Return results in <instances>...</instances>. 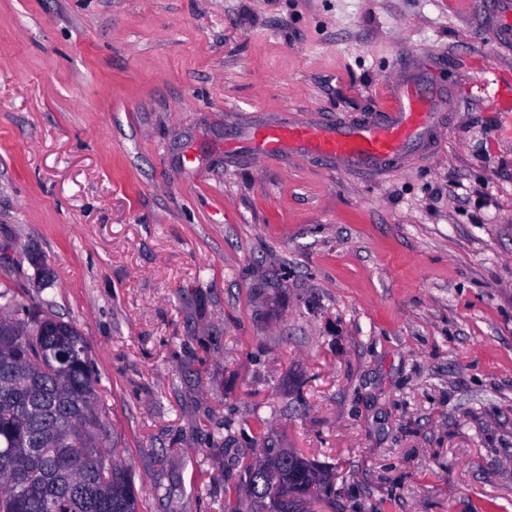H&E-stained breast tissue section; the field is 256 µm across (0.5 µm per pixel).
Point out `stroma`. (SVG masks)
Masks as SVG:
<instances>
[{
    "instance_id": "stroma-1",
    "label": "stroma",
    "mask_w": 512,
    "mask_h": 512,
    "mask_svg": "<svg viewBox=\"0 0 512 512\" xmlns=\"http://www.w3.org/2000/svg\"><path fill=\"white\" fill-rule=\"evenodd\" d=\"M502 0H0V290L74 323L141 512H219L249 418L318 512H512ZM446 102L378 175L251 132Z\"/></svg>"
}]
</instances>
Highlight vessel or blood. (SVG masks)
Segmentation results:
<instances>
[{"instance_id": "b4317fda", "label": "vessel or blood", "mask_w": 512, "mask_h": 512, "mask_svg": "<svg viewBox=\"0 0 512 512\" xmlns=\"http://www.w3.org/2000/svg\"><path fill=\"white\" fill-rule=\"evenodd\" d=\"M441 107L439 100L406 84L393 91L382 115L330 131L291 118L255 129L253 138L268 154L289 144L309 155L332 158L343 167L379 168L405 152Z\"/></svg>"}]
</instances>
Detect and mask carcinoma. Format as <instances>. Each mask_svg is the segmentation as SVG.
Returning <instances> with one entry per match:
<instances>
[{
	"instance_id": "1",
	"label": "carcinoma",
	"mask_w": 512,
	"mask_h": 512,
	"mask_svg": "<svg viewBox=\"0 0 512 512\" xmlns=\"http://www.w3.org/2000/svg\"><path fill=\"white\" fill-rule=\"evenodd\" d=\"M97 379L78 328L0 291V512H139L128 467L100 447ZM256 415V456L224 487V512H307L331 473L284 459Z\"/></svg>"
}]
</instances>
